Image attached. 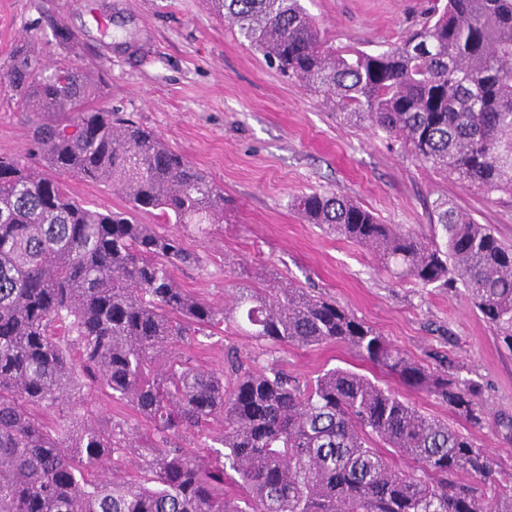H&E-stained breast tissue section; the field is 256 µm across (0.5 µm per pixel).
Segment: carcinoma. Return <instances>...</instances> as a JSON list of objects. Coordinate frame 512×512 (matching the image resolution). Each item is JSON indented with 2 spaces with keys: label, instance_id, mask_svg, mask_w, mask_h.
Returning a JSON list of instances; mask_svg holds the SVG:
<instances>
[{
  "label": "carcinoma",
  "instance_id": "cac0c4a2",
  "mask_svg": "<svg viewBox=\"0 0 512 512\" xmlns=\"http://www.w3.org/2000/svg\"><path fill=\"white\" fill-rule=\"evenodd\" d=\"M209 2L346 120L466 189L512 192V0H433L376 53L329 43L300 0ZM3 84L29 148L0 154V512H512L488 452L364 375L332 368L302 384L235 350L220 373L184 362L232 320L272 347L342 344L471 423L489 420L471 381L430 372L334 301L294 286L242 288L229 308L193 297L173 270L197 257L135 215L204 235L224 223V191L157 134L95 106L101 80L44 65L25 41ZM70 178L117 189L128 207L79 200ZM296 207L399 279L464 288L512 349V248L468 213L437 203L428 239L333 191ZM85 369L158 439L85 419L72 394ZM188 433L221 466L181 446ZM389 448L415 467L396 468ZM132 451L143 475H104V460L115 471ZM226 479L241 499L224 497Z\"/></svg>",
  "mask_w": 512,
  "mask_h": 512
}]
</instances>
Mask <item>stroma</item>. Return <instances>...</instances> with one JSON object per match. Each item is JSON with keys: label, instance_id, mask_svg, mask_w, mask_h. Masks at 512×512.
Listing matches in <instances>:
<instances>
[{"label": "stroma", "instance_id": "stroma-1", "mask_svg": "<svg viewBox=\"0 0 512 512\" xmlns=\"http://www.w3.org/2000/svg\"><path fill=\"white\" fill-rule=\"evenodd\" d=\"M407 0H301L321 34L338 46L386 49L420 20ZM63 23L56 38L47 18ZM45 64L68 61L102 73L101 107L152 130L224 191V221L202 239L179 228L200 263L175 272L194 296L222 305L242 286L293 285L333 300L369 323L429 371L474 383L492 415L470 425L435 396L402 383L341 344L265 346L235 323L205 345L185 349L192 365L219 371L228 349L262 367L278 360L288 375L315 378L341 367L398 392L421 413L442 420L486 449L497 477L512 484V350L476 311L464 290L424 288L387 272L368 249L306 223L295 200L331 188L385 224L431 236L433 207L445 198L489 225L512 246V194L462 188L422 167L366 125L280 74L207 0H0V61L18 40ZM28 147V125L0 92V154ZM80 412L101 426L117 420L143 439L151 425L100 387L82 388Z\"/></svg>", "mask_w": 512, "mask_h": 512}]
</instances>
